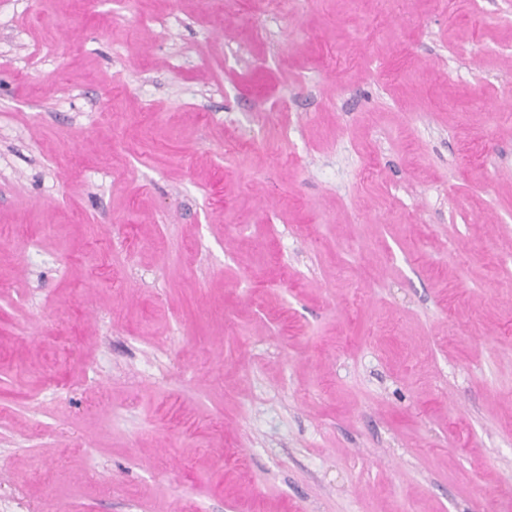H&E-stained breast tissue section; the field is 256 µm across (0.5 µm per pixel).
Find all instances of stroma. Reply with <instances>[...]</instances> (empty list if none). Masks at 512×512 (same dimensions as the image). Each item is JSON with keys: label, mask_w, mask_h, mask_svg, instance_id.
<instances>
[{"label": "stroma", "mask_w": 512, "mask_h": 512, "mask_svg": "<svg viewBox=\"0 0 512 512\" xmlns=\"http://www.w3.org/2000/svg\"><path fill=\"white\" fill-rule=\"evenodd\" d=\"M512 512V0H0V512Z\"/></svg>", "instance_id": "obj_1"}]
</instances>
